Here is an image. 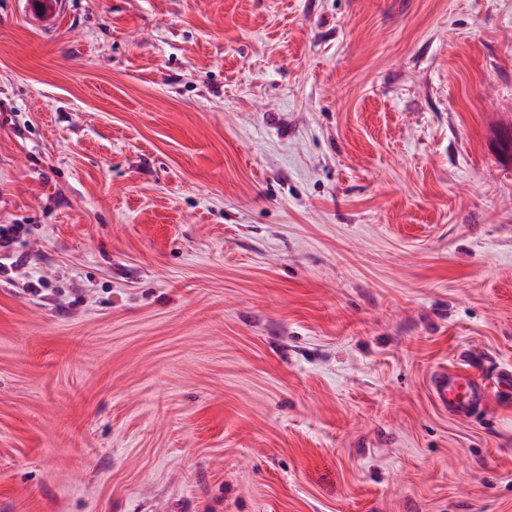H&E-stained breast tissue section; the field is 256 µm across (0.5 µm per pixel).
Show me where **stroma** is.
Wrapping results in <instances>:
<instances>
[{
    "label": "stroma",
    "mask_w": 512,
    "mask_h": 512,
    "mask_svg": "<svg viewBox=\"0 0 512 512\" xmlns=\"http://www.w3.org/2000/svg\"><path fill=\"white\" fill-rule=\"evenodd\" d=\"M0 0V512H512V0ZM430 389L448 416L464 418L479 411L492 390L511 395L512 375L501 372L491 379H485L467 368L462 371L441 368L432 374Z\"/></svg>",
    "instance_id": "obj_1"
}]
</instances>
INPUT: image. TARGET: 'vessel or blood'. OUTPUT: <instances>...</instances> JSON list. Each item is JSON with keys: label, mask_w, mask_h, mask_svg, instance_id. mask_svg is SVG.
Here are the masks:
<instances>
[{"label": "vessel or blood", "mask_w": 512, "mask_h": 512, "mask_svg": "<svg viewBox=\"0 0 512 512\" xmlns=\"http://www.w3.org/2000/svg\"><path fill=\"white\" fill-rule=\"evenodd\" d=\"M430 389L449 416L464 418L479 411L489 392L512 394V374L501 372L485 379L470 370L441 368L430 378Z\"/></svg>", "instance_id": "b4317fda"}]
</instances>
